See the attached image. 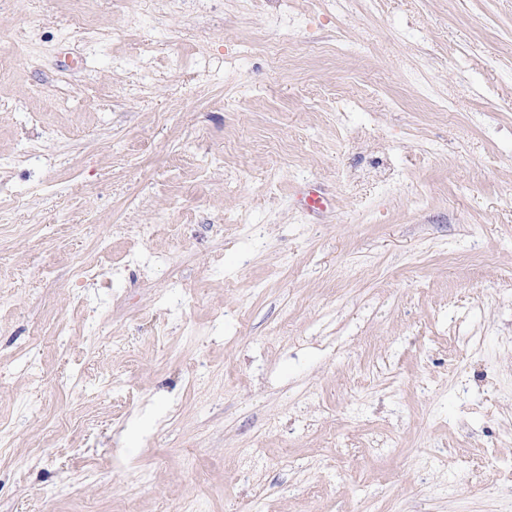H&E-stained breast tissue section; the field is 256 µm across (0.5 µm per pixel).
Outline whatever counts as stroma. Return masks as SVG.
<instances>
[{"instance_id":"1","label":"stroma","mask_w":512,"mask_h":512,"mask_svg":"<svg viewBox=\"0 0 512 512\" xmlns=\"http://www.w3.org/2000/svg\"><path fill=\"white\" fill-rule=\"evenodd\" d=\"M90 7L0 9V512H512V0Z\"/></svg>"}]
</instances>
